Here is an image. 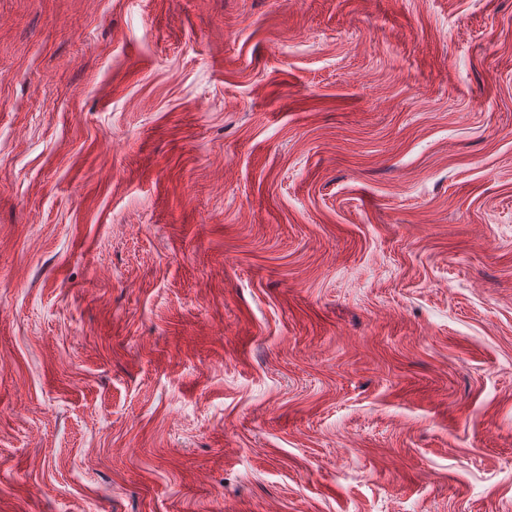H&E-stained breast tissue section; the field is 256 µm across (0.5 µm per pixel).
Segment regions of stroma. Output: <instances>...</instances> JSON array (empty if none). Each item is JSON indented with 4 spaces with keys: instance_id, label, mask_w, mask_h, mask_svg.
Listing matches in <instances>:
<instances>
[{
    "instance_id": "obj_1",
    "label": "stroma",
    "mask_w": 512,
    "mask_h": 512,
    "mask_svg": "<svg viewBox=\"0 0 512 512\" xmlns=\"http://www.w3.org/2000/svg\"><path fill=\"white\" fill-rule=\"evenodd\" d=\"M0 512H512V0H0Z\"/></svg>"
}]
</instances>
